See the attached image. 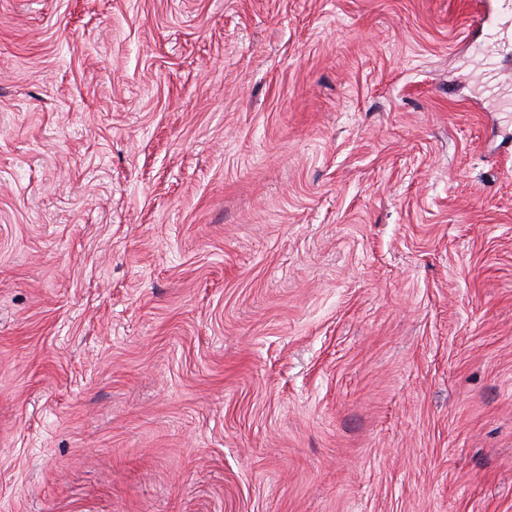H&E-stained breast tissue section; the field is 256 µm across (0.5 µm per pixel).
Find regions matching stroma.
Wrapping results in <instances>:
<instances>
[{
	"mask_svg": "<svg viewBox=\"0 0 512 512\" xmlns=\"http://www.w3.org/2000/svg\"><path fill=\"white\" fill-rule=\"evenodd\" d=\"M497 0H0V512H512Z\"/></svg>",
	"mask_w": 512,
	"mask_h": 512,
	"instance_id": "obj_1",
	"label": "stroma"
}]
</instances>
